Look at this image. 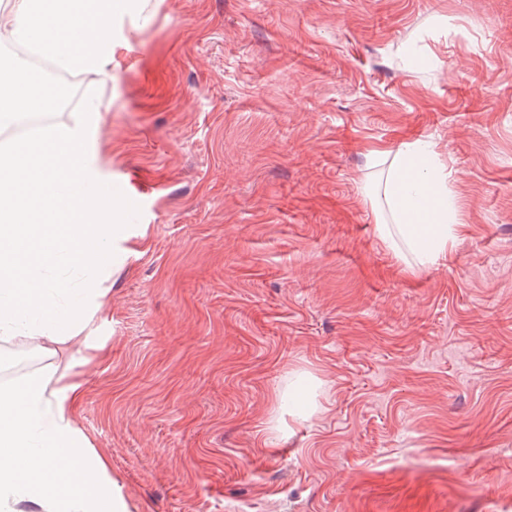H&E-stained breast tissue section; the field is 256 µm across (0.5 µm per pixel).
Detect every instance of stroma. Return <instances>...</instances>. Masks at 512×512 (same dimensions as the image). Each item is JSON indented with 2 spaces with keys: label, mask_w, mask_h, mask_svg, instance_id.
I'll list each match as a JSON object with an SVG mask.
<instances>
[{
  "label": "stroma",
  "mask_w": 512,
  "mask_h": 512,
  "mask_svg": "<svg viewBox=\"0 0 512 512\" xmlns=\"http://www.w3.org/2000/svg\"><path fill=\"white\" fill-rule=\"evenodd\" d=\"M113 42L108 76L38 64L103 99L101 180L140 208L107 348L0 341V386L80 365L128 512H512V0H138ZM416 138L465 231L406 276L372 152ZM278 403L280 407L288 405V416L298 421L306 420L310 415V407L304 392L288 390V393L279 395Z\"/></svg>",
  "instance_id": "35a3bbf8"
}]
</instances>
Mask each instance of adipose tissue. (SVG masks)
Masks as SVG:
<instances>
[{
  "label": "adipose tissue",
  "instance_id": "obj_1",
  "mask_svg": "<svg viewBox=\"0 0 512 512\" xmlns=\"http://www.w3.org/2000/svg\"><path fill=\"white\" fill-rule=\"evenodd\" d=\"M130 0H11L0 40L33 49L60 69L112 70V26ZM58 106L41 70L0 60V122ZM376 229L403 272L449 259L464 228L462 201L433 145L415 140L392 154ZM83 380L72 367L49 369L20 386H0V512L35 502L40 512H127L103 458L87 463L74 412Z\"/></svg>",
  "mask_w": 512,
  "mask_h": 512
}]
</instances>
